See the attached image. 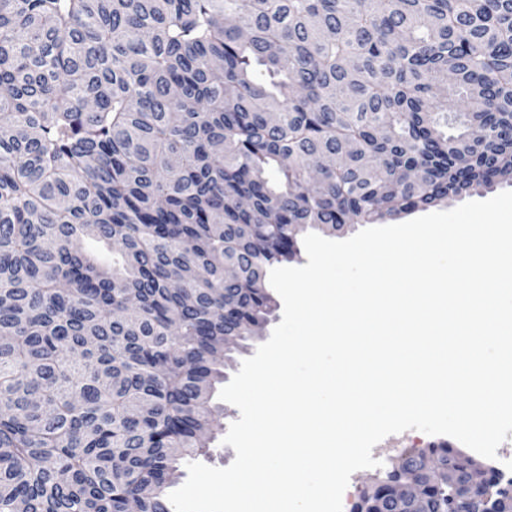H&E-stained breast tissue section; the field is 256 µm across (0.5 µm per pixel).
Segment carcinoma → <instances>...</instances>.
Returning a JSON list of instances; mask_svg holds the SVG:
<instances>
[{
	"mask_svg": "<svg viewBox=\"0 0 512 512\" xmlns=\"http://www.w3.org/2000/svg\"><path fill=\"white\" fill-rule=\"evenodd\" d=\"M502 182L512 0H0V512H172L301 235Z\"/></svg>",
	"mask_w": 512,
	"mask_h": 512,
	"instance_id": "carcinoma-1",
	"label": "carcinoma"
}]
</instances>
